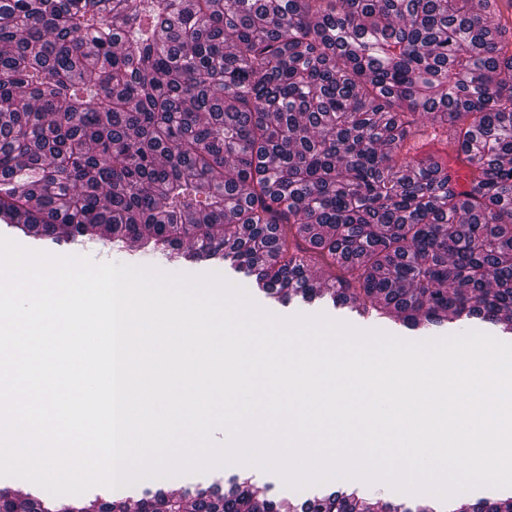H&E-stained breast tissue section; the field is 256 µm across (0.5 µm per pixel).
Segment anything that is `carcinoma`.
Wrapping results in <instances>:
<instances>
[{
	"label": "carcinoma",
	"instance_id": "1",
	"mask_svg": "<svg viewBox=\"0 0 512 512\" xmlns=\"http://www.w3.org/2000/svg\"><path fill=\"white\" fill-rule=\"evenodd\" d=\"M448 146V160L423 152ZM0 222L256 269L366 316L512 313V0H0ZM323 231H317V227ZM141 512L284 508L232 479ZM512 512V499L468 506Z\"/></svg>",
	"mask_w": 512,
	"mask_h": 512
}]
</instances>
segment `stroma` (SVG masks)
Listing matches in <instances>:
<instances>
[{
  "instance_id": "stroma-1",
  "label": "stroma",
  "mask_w": 512,
  "mask_h": 512,
  "mask_svg": "<svg viewBox=\"0 0 512 512\" xmlns=\"http://www.w3.org/2000/svg\"><path fill=\"white\" fill-rule=\"evenodd\" d=\"M20 245L32 249L47 252L57 256L66 255H87L88 252H96L100 262L130 264L140 266H152L165 272H183L192 275H200L215 272L221 274L229 282L238 285L248 291L252 300L261 308L281 317H291L297 314L315 315L325 314L328 317L352 325L360 330H382L392 335L409 340H426L439 336L451 334V332L481 331L495 337L505 338L512 341V334L503 333L500 325L479 319H471L458 323L455 327L448 325H433L420 329H412L392 320L377 319L374 317H361L348 310L334 306L329 293V281L323 270L318 268L310 269L308 277L319 294L312 300H304L302 297H292L290 301L280 302L266 297L255 288V276L247 270H237L231 267L229 262L221 260H203L197 263H186L177 258L175 252L145 251L138 248L132 251H124L121 246L108 243L102 238L80 237L72 241L60 244L48 240L34 238H17ZM240 476L249 480L253 489L259 494L269 498L286 499L292 502L301 501L308 497L321 493L330 492L342 488H357L362 496L373 503L394 505H405L411 508H418L424 505L433 506L436 512H457L462 504H473L479 501H499L512 497V488H481L479 491L462 496L455 495L448 501H441L432 495L408 494L392 489L383 483H355L354 480L338 478L327 481L323 484L310 486L304 489H292L286 487L276 473L265 471L257 467L243 469L241 465L229 464L202 473H191L165 478H147L131 486H124L117 489H110L97 486L90 489L83 495L65 499L57 497V504L72 502L81 508L82 512H101L104 503L119 501L128 504H135L141 499L145 490L163 489L169 492H181L195 488H207L212 486H224L233 476Z\"/></svg>"
}]
</instances>
